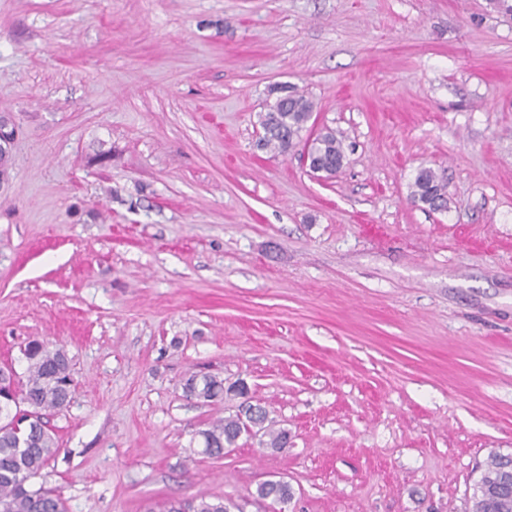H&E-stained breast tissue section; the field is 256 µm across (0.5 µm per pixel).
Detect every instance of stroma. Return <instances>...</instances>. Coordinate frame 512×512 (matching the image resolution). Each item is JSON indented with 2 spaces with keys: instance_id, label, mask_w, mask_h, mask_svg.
<instances>
[{
  "instance_id": "stroma-1",
  "label": "stroma",
  "mask_w": 512,
  "mask_h": 512,
  "mask_svg": "<svg viewBox=\"0 0 512 512\" xmlns=\"http://www.w3.org/2000/svg\"><path fill=\"white\" fill-rule=\"evenodd\" d=\"M283 83L341 135L335 177L258 149ZM0 112V364L39 341L76 383L32 486L469 512L512 454V0H0ZM424 167L447 210L412 200ZM247 402L286 447L190 457ZM191 375L183 383L184 396L208 403H218L224 399V380L213 375Z\"/></svg>"
}]
</instances>
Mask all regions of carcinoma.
I'll use <instances>...</instances> for the list:
<instances>
[{
    "label": "carcinoma",
    "instance_id": "1",
    "mask_svg": "<svg viewBox=\"0 0 512 512\" xmlns=\"http://www.w3.org/2000/svg\"><path fill=\"white\" fill-rule=\"evenodd\" d=\"M279 93L261 116L263 134L258 147L286 154L303 141L309 167L315 172L335 174L345 158L342 139L331 129L302 139L314 110L313 102L288 85L282 86ZM411 198L432 210H442L447 204V185L434 169L422 168L415 176ZM24 357L28 364L25 378L18 377L0 387V402L5 405L11 402L15 407L12 414L4 412L10 416L9 420L0 419V512H67L65 503L52 490L42 486L34 489L30 480L39 475L59 451L46 417L67 406L74 382L70 361L61 349H50L38 343L28 345ZM182 389L189 399L208 403L224 400V380L217 376L192 375L185 380ZM253 426L269 437L270 447L282 448L287 443L288 432L273 428L266 410L259 406L247 420L238 415L229 416L199 431L203 448L195 454L220 458L225 446L235 444L240 435ZM507 465L508 456L492 457L474 484L470 512H512V494L497 492ZM256 495L263 501L286 499L291 496V489L265 481L257 487ZM165 512H229V508L221 498L200 497L172 504Z\"/></svg>",
    "mask_w": 512,
    "mask_h": 512
}]
</instances>
